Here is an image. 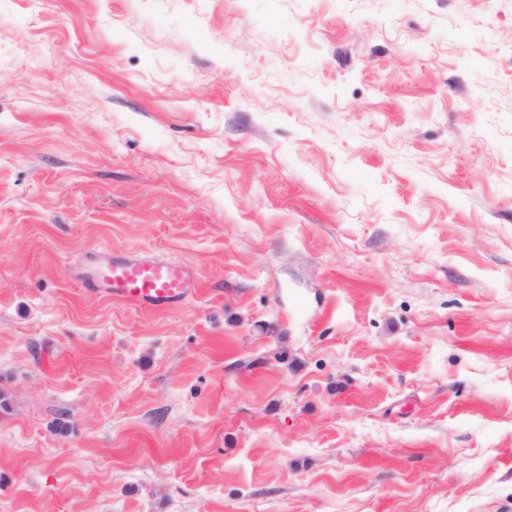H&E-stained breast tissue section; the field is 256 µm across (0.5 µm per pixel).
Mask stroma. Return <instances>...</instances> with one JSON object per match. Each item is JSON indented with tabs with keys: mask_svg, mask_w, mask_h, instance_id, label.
I'll return each mask as SVG.
<instances>
[{
	"mask_svg": "<svg viewBox=\"0 0 512 512\" xmlns=\"http://www.w3.org/2000/svg\"><path fill=\"white\" fill-rule=\"evenodd\" d=\"M0 512H512V0H0ZM85 281L92 288H105L114 299L153 310H166L185 302L196 288L192 272L183 263L163 257L119 256Z\"/></svg>",
	"mask_w": 512,
	"mask_h": 512,
	"instance_id": "35a3bbf8",
	"label": "stroma"
}]
</instances>
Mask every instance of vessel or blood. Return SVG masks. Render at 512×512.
<instances>
[{
    "instance_id": "vessel-or-blood-1",
    "label": "vessel or blood",
    "mask_w": 512,
    "mask_h": 512,
    "mask_svg": "<svg viewBox=\"0 0 512 512\" xmlns=\"http://www.w3.org/2000/svg\"><path fill=\"white\" fill-rule=\"evenodd\" d=\"M86 282L105 289L112 298L153 310L185 302L196 288L192 272L183 263L163 257L119 256L98 273L87 276Z\"/></svg>"
}]
</instances>
